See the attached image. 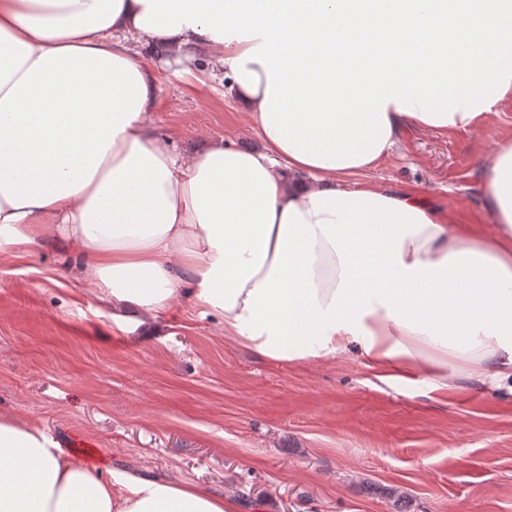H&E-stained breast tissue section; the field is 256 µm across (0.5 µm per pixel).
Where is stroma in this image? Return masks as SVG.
I'll list each match as a JSON object with an SVG mask.
<instances>
[{"label":"stroma","mask_w":512,"mask_h":512,"mask_svg":"<svg viewBox=\"0 0 512 512\" xmlns=\"http://www.w3.org/2000/svg\"><path fill=\"white\" fill-rule=\"evenodd\" d=\"M220 69L160 68L147 122L182 155L221 137L261 149ZM512 105L479 129L409 128L365 182L414 189L449 223H492L481 169ZM0 415L54 439L83 435L97 472L176 478L239 501V512H512V393L466 376L447 394L389 387L359 355L281 363L245 350L224 323L178 295L155 333L117 329L95 288L46 244L0 255Z\"/></svg>","instance_id":"35a3bbf8"}]
</instances>
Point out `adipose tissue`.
<instances>
[{"instance_id":"1","label":"adipose tissue","mask_w":512,"mask_h":512,"mask_svg":"<svg viewBox=\"0 0 512 512\" xmlns=\"http://www.w3.org/2000/svg\"><path fill=\"white\" fill-rule=\"evenodd\" d=\"M161 45L222 69L263 151L153 136ZM511 104L512 0H0V254L61 246L120 326L156 324L189 279L266 359L356 352L389 383L512 391V132L482 171L490 227L361 180L404 129ZM237 508L102 477L0 417V512Z\"/></svg>"}]
</instances>
